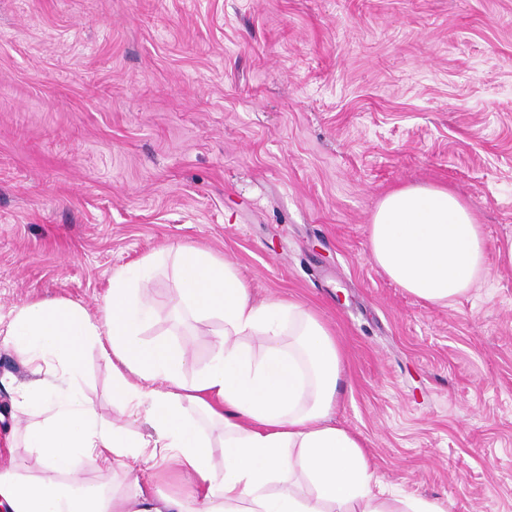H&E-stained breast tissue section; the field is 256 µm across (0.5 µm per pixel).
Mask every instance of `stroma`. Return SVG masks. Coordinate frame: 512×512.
Returning <instances> with one entry per match:
<instances>
[{
    "label": "stroma",
    "instance_id": "1",
    "mask_svg": "<svg viewBox=\"0 0 512 512\" xmlns=\"http://www.w3.org/2000/svg\"><path fill=\"white\" fill-rule=\"evenodd\" d=\"M440 186L471 209L489 275L449 305L396 285L369 251L383 196ZM512 0H0V314L66 299L102 313L115 269L150 262L142 338L222 330L176 309L177 246L229 262L257 300L333 332V423L385 494L512 512ZM0 345V469L27 465ZM81 386L106 421L98 346ZM187 497L175 468L93 472Z\"/></svg>",
    "mask_w": 512,
    "mask_h": 512
}]
</instances>
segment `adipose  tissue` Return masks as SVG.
<instances>
[{
  "label": "adipose tissue",
  "instance_id": "1",
  "mask_svg": "<svg viewBox=\"0 0 512 512\" xmlns=\"http://www.w3.org/2000/svg\"><path fill=\"white\" fill-rule=\"evenodd\" d=\"M373 260L398 286L429 303L448 304L475 284L485 238L452 192L408 186L389 192L372 216ZM175 298L201 318L224 323L211 362L194 381L190 351L166 339L144 341L152 315L147 274L117 270L102 321L78 304L34 300L0 318V342L29 367L16 389L29 418L33 465L0 470V512H190L177 497L155 502L140 486L114 497L106 486L76 478L172 460L199 495L191 512H445L435 500L374 492L361 441L331 424L341 359L316 315L296 302L255 301L230 263L181 246ZM262 340L254 352L246 337ZM99 344L112 368L113 393L153 433L127 423H100L77 378L88 345ZM224 427V459L185 406Z\"/></svg>",
  "mask_w": 512,
  "mask_h": 512
}]
</instances>
